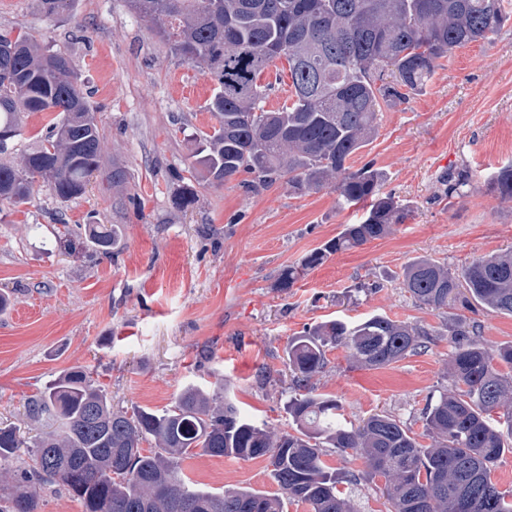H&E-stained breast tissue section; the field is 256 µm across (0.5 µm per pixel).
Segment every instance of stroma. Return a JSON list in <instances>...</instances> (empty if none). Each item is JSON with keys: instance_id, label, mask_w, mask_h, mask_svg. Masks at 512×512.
I'll return each instance as SVG.
<instances>
[{"instance_id": "35a3bbf8", "label": "stroma", "mask_w": 512, "mask_h": 512, "mask_svg": "<svg viewBox=\"0 0 512 512\" xmlns=\"http://www.w3.org/2000/svg\"><path fill=\"white\" fill-rule=\"evenodd\" d=\"M0 34L65 50L102 134L101 167L83 195L63 202L41 187L26 204H0V422L33 440L41 426L27 402L86 366L117 408L161 410L186 386L220 384L244 412L287 430L289 340L319 322L381 314L432 331L429 347L381 369L357 367L337 347L312 383L352 423L384 413L423 435L427 403L450 383L453 345L447 313L415 303L402 273L420 257L458 270L512 249V201L487 187L512 162V22L442 59L422 92L379 113L375 138L351 158L352 168L381 169L412 218L286 290L279 270L356 223L361 207H340L328 189L300 196L282 181L251 192L191 175L198 136L216 123L215 83L127 0H73L71 17L55 20L37 0H0ZM460 172L462 196L446 197ZM186 183L196 202L182 211L172 197ZM89 224L118 225L111 256L90 253ZM182 469L215 492L277 489L264 458L197 455Z\"/></svg>"}]
</instances>
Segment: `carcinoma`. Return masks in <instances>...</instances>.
Segmentation results:
<instances>
[{"mask_svg":"<svg viewBox=\"0 0 512 512\" xmlns=\"http://www.w3.org/2000/svg\"><path fill=\"white\" fill-rule=\"evenodd\" d=\"M72 0H39L47 19L68 17ZM138 16L183 60L207 70L217 84L209 109L218 125L199 137L189 167L211 183L239 181L258 191L282 178L297 193L329 188L343 205L366 204L355 224L278 273L291 288L329 256L384 238L405 223L412 206L384 192L385 174L348 160L377 132L378 112L405 103L433 77L439 60L488 40L512 19L505 0H129ZM288 64L291 103L275 111L263 103L272 83L261 77ZM31 112L54 114L18 164L0 161V201L27 203L37 183L62 201L82 195L101 166L96 113L77 82L69 57L29 37L0 34V133H19ZM491 188L512 200V163ZM196 200L184 186L175 208ZM88 242L100 255L116 232L91 225ZM402 288L421 306L448 310L454 350L451 387L424 412L427 448L400 422L373 414L359 425L341 403L315 393L311 380L344 347L355 364L389 366L426 347L423 326L372 315L357 323L331 320L288 341L285 364L295 395L287 411L293 432L243 414L220 393L182 390L156 411L115 409L86 366L50 382L28 407L46 431L27 442L0 425V512H41V490L57 486L84 512H285L290 502L310 512H355L338 485L384 480L390 512H512V494L493 481L512 451V345L490 347L478 325L456 313L472 303L512 315V250L472 260L458 271L422 257L404 270ZM501 412L499 418L493 413ZM149 448H143V443ZM354 453L364 468L341 471L323 460L328 449ZM197 455L266 457L282 491L226 489L214 493L185 477L181 462ZM23 461L13 471L6 465Z\"/></svg>","mask_w":512,"mask_h":512,"instance_id":"carcinoma-1","label":"carcinoma"}]
</instances>
